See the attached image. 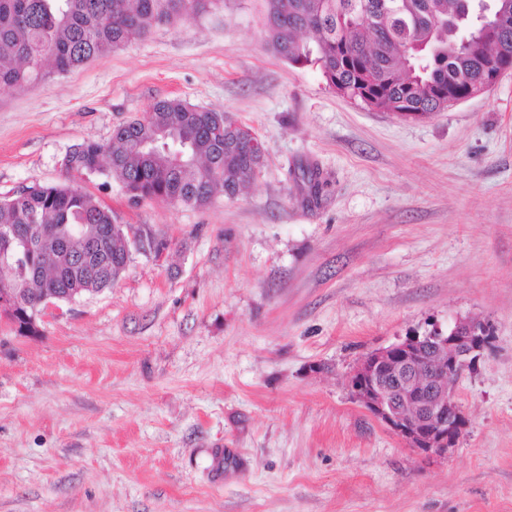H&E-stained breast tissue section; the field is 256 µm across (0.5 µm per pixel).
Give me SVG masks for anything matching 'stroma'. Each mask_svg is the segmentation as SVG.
Here are the masks:
<instances>
[{
    "label": "stroma",
    "instance_id": "1",
    "mask_svg": "<svg viewBox=\"0 0 512 512\" xmlns=\"http://www.w3.org/2000/svg\"><path fill=\"white\" fill-rule=\"evenodd\" d=\"M160 99L224 113L262 163L201 209L80 176L166 250L36 335L0 315V512H512V70L426 119L379 112L275 56L263 0H227L0 87V197ZM458 318L492 342L452 395L462 437L424 457L346 374Z\"/></svg>",
    "mask_w": 512,
    "mask_h": 512
}]
</instances>
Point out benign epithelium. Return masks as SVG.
Listing matches in <instances>:
<instances>
[{
  "mask_svg": "<svg viewBox=\"0 0 512 512\" xmlns=\"http://www.w3.org/2000/svg\"><path fill=\"white\" fill-rule=\"evenodd\" d=\"M81 289H67L73 302ZM47 295L27 312L15 288L0 290V312L35 324L41 312L61 302ZM487 327L458 318L448 330L434 325L360 357L346 376L351 397L375 420L422 455H443L462 435L466 417L451 400L463 371L491 343Z\"/></svg>",
  "mask_w": 512,
  "mask_h": 512,
  "instance_id": "benign-epithelium-1",
  "label": "benign epithelium"
}]
</instances>
